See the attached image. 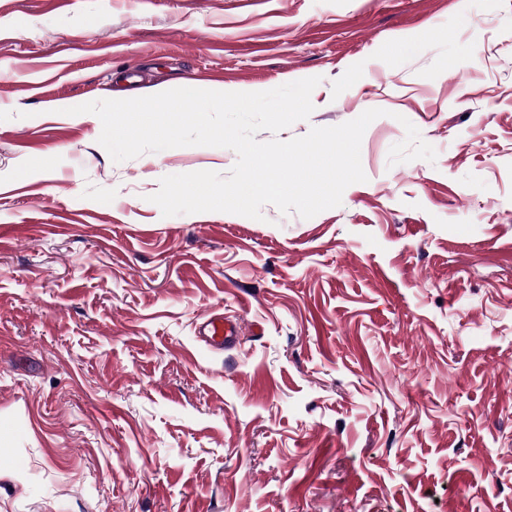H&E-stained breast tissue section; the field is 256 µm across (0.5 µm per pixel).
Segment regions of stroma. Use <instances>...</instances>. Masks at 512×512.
I'll return each mask as SVG.
<instances>
[{
	"label": "stroma",
	"instance_id": "1",
	"mask_svg": "<svg viewBox=\"0 0 512 512\" xmlns=\"http://www.w3.org/2000/svg\"><path fill=\"white\" fill-rule=\"evenodd\" d=\"M314 76L258 140L384 115L309 219L163 216L236 153L61 112ZM0 512H512V0H0ZM202 334L207 345L217 348L235 344L239 337L236 324L218 316H212L207 320Z\"/></svg>",
	"mask_w": 512,
	"mask_h": 512
}]
</instances>
